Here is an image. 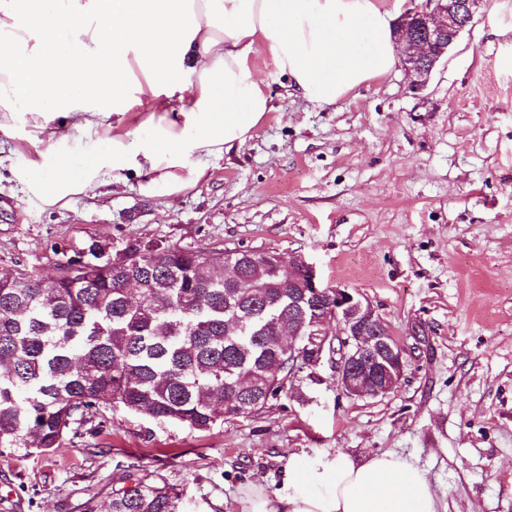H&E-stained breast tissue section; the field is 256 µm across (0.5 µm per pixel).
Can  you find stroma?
<instances>
[{"label": "stroma", "instance_id": "stroma-1", "mask_svg": "<svg viewBox=\"0 0 512 512\" xmlns=\"http://www.w3.org/2000/svg\"><path fill=\"white\" fill-rule=\"evenodd\" d=\"M253 63L270 112L176 195L126 172L50 208L23 191L34 148L0 144V274L54 275L89 243L136 239L299 255L412 347L400 384L344 395L326 358L261 416L201 433L106 406L101 433L0 457V512H75L147 474L181 512H242L249 485L339 452L413 463L440 512H512V0H482L418 94L398 67L322 105Z\"/></svg>", "mask_w": 512, "mask_h": 512}]
</instances>
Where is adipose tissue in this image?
<instances>
[{
  "instance_id": "ef3b65f1",
  "label": "adipose tissue",
  "mask_w": 512,
  "mask_h": 512,
  "mask_svg": "<svg viewBox=\"0 0 512 512\" xmlns=\"http://www.w3.org/2000/svg\"><path fill=\"white\" fill-rule=\"evenodd\" d=\"M393 22L381 0H0V138L26 126L41 152L24 191L48 207L127 170L144 192L180 193L269 112L256 54L328 105L395 69ZM137 106L150 137L127 131L73 166L68 132L96 138ZM242 503L243 512H439L425 472L391 453L288 464L279 489L253 484Z\"/></svg>"
}]
</instances>
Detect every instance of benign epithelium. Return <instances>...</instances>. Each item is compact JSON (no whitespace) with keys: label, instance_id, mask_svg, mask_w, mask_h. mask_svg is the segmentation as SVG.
Instances as JSON below:
<instances>
[{"label":"benign epithelium","instance_id":"benign-epithelium-1","mask_svg":"<svg viewBox=\"0 0 512 512\" xmlns=\"http://www.w3.org/2000/svg\"><path fill=\"white\" fill-rule=\"evenodd\" d=\"M481 0H424L398 20L396 38L402 45L401 62L412 76L410 88L422 92L434 69L472 23ZM304 295L324 293L312 265L299 264ZM335 303L303 323L295 348L300 355L320 361L325 348L326 325H340L342 349L336 366V383L351 397H379L400 384L408 348L391 332L386 321L361 294L347 288L333 289Z\"/></svg>","mask_w":512,"mask_h":512}]
</instances>
